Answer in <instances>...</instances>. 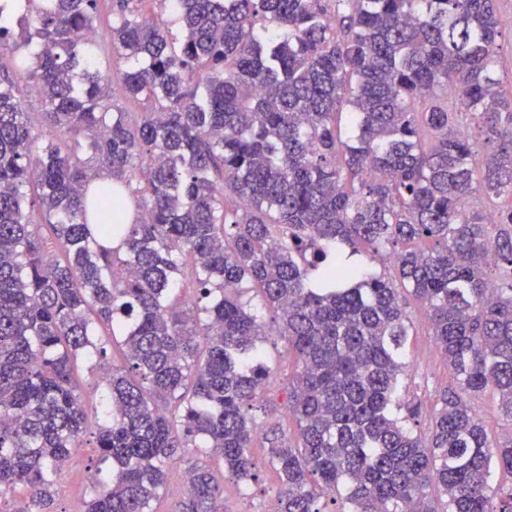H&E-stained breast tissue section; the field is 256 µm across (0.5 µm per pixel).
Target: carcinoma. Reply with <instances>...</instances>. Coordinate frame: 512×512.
<instances>
[{
	"instance_id": "cac0c4a2",
	"label": "carcinoma",
	"mask_w": 512,
	"mask_h": 512,
	"mask_svg": "<svg viewBox=\"0 0 512 512\" xmlns=\"http://www.w3.org/2000/svg\"><path fill=\"white\" fill-rule=\"evenodd\" d=\"M23 2L12 16L0 0V497L21 486V512H51L88 422L80 357L103 372L97 447L112 461L86 512H153L187 448L254 480L244 406L270 381L273 329L301 363L298 441L265 432L275 512H323L341 490L336 512H512V488L493 486L512 476V438L492 444L475 408L491 390L512 423V98L495 0H112L104 36L100 0ZM157 3L177 35L148 14ZM105 41L146 111L113 104ZM22 81L45 111H24ZM35 205L65 260L42 250ZM387 255L389 278L370 264ZM408 295L455 381L426 437L394 414ZM189 483L173 512H223L208 462Z\"/></svg>"
}]
</instances>
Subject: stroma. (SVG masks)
Returning <instances> with one entry per match:
<instances>
[{
    "instance_id": "35a3bbf8",
    "label": "stroma",
    "mask_w": 512,
    "mask_h": 512,
    "mask_svg": "<svg viewBox=\"0 0 512 512\" xmlns=\"http://www.w3.org/2000/svg\"><path fill=\"white\" fill-rule=\"evenodd\" d=\"M501 34L497 39V69L504 92L512 91V0H497ZM406 312L412 323L408 339L407 374L403 379L399 399L403 406L414 408L416 415L409 424L417 433H426L435 411V393L452 385L453 375L438 353L426 325V312L414 298H407ZM266 364L271 371V382L257 398L258 406L250 413L258 434L253 454L259 470L257 482L244 485L229 479L222 466L212 468L215 480L224 486V512H274L279 490V479L267 462V444L262 436L267 425L279 422L290 438H297V425L288 411V385L299 368V359L277 336L267 337L263 343ZM91 364L79 361L74 377L84 391V402L90 416L86 432L75 449L74 461L55 485L53 512H84L92 495L89 479L96 467L110 469V462L101 461L97 451L96 418L100 414L99 399L91 388L98 381L91 372Z\"/></svg>"
}]
</instances>
